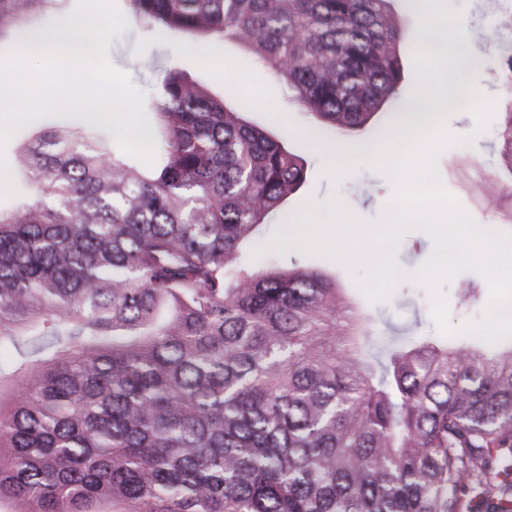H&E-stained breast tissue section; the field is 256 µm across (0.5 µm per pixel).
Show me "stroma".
Instances as JSON below:
<instances>
[{
    "label": "stroma",
    "mask_w": 512,
    "mask_h": 512,
    "mask_svg": "<svg viewBox=\"0 0 512 512\" xmlns=\"http://www.w3.org/2000/svg\"><path fill=\"white\" fill-rule=\"evenodd\" d=\"M447 9L461 12L468 31V51L485 58L483 66L467 72L465 79L477 86L482 94L494 98L496 107L489 127L478 135L473 145L453 147L441 154L438 160L439 174L444 187L477 223L512 232V204L486 203L475 194L480 176L496 173L503 177L507 174L499 132L504 112L512 110V92L505 89L500 59L490 46L487 34L495 25L512 22V0H421L419 15L406 16L405 25L410 29L418 28L422 17ZM108 55L113 65L126 72L133 85L143 94H151L157 83L156 74L145 67L144 59L157 55L167 58L214 96L245 100L250 90H261L266 107L262 110L250 109L247 118L266 126L273 134H280L284 129L300 133L306 126L305 114L295 107L286 106L285 94L267 69L235 44H225L223 50L209 62L196 52L192 39L180 37L172 43L161 45L132 23L111 38ZM305 157L308 165L303 187L288 198L281 213L275 214L268 224L260 226L256 242L242 245L243 256H250L254 246L264 245L272 235L282 233L284 221L297 219L309 199H316L322 204L330 194L335 193L355 215L374 220L393 196L392 183L366 166H359L358 170L344 176L335 185L322 174L325 156L317 146H309ZM276 261L283 264L296 262L335 277L358 307L370 314L376 335H388L390 326L396 325L405 327L412 336L432 340L441 337L430 315L429 291L420 284L403 282L390 300L374 303L358 287L354 272L342 263L322 256L306 255L294 249L286 252L275 249L259 259L263 265ZM466 287L479 291L477 303L468 307L459 303L460 292ZM444 290L454 326L482 319L489 302V289L481 275L461 273L445 285Z\"/></svg>",
    "instance_id": "stroma-1"
}]
</instances>
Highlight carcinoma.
Returning a JSON list of instances; mask_svg holds the SVG:
<instances>
[{
  "label": "carcinoma",
  "mask_w": 512,
  "mask_h": 512,
  "mask_svg": "<svg viewBox=\"0 0 512 512\" xmlns=\"http://www.w3.org/2000/svg\"><path fill=\"white\" fill-rule=\"evenodd\" d=\"M55 0H0V42ZM392 0H129L163 40L247 48L346 156L411 111ZM155 158L93 122L23 149L0 209V506L8 512H512V342L377 336L336 279L240 246L306 179L179 68L145 101ZM512 175V111L499 133Z\"/></svg>",
  "instance_id": "cac0c4a2"
}]
</instances>
